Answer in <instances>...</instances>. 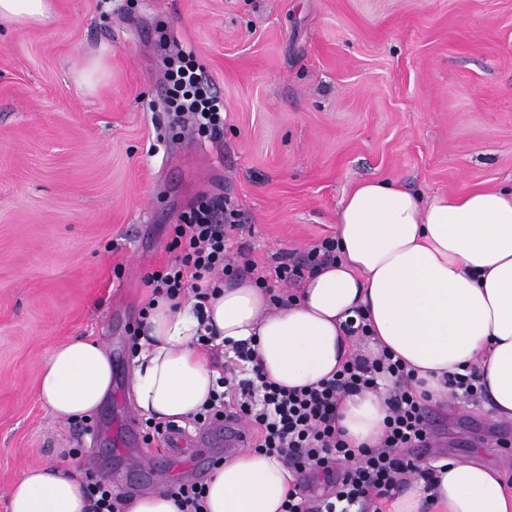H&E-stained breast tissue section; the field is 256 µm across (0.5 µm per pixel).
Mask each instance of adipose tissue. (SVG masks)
Returning a JSON list of instances; mask_svg holds the SVG:
<instances>
[{"label": "adipose tissue", "mask_w": 512, "mask_h": 512, "mask_svg": "<svg viewBox=\"0 0 512 512\" xmlns=\"http://www.w3.org/2000/svg\"><path fill=\"white\" fill-rule=\"evenodd\" d=\"M54 0H0V22L42 27ZM334 262L308 276L291 304L271 307L247 278L221 285L204 309L219 339L252 340L268 380L300 388L331 378L354 349L348 319L364 317L372 352L389 351L419 390L447 401L446 381L476 371L495 420L512 421V188L426 198L394 180H366L341 199ZM189 299L157 300L147 313L130 385L144 418L182 422L216 387L196 343ZM109 352L73 337L41 367L37 394L58 420L94 413L112 393ZM339 423L353 445L377 444L382 395L346 397ZM289 473L276 458L242 448L213 469L207 512H282ZM85 481L69 464L29 469L11 486L9 512H88ZM388 512H512V479L498 467L452 461L431 483L414 482Z\"/></svg>", "instance_id": "ef3b65f1"}]
</instances>
